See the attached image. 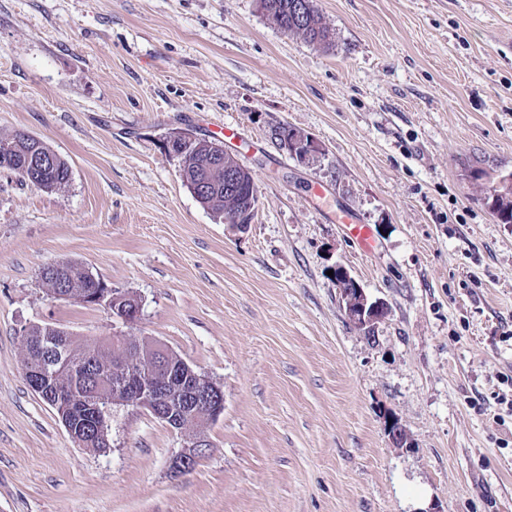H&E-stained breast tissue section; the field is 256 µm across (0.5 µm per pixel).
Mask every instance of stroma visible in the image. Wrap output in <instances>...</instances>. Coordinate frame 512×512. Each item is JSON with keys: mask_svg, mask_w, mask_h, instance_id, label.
Here are the masks:
<instances>
[{"mask_svg": "<svg viewBox=\"0 0 512 512\" xmlns=\"http://www.w3.org/2000/svg\"><path fill=\"white\" fill-rule=\"evenodd\" d=\"M316 6L328 50L257 0H0V138L72 170L53 192L0 170V512H512V224L481 191L512 175V0ZM224 124L258 189L244 228L163 143ZM280 125L322 153L289 155ZM341 206L374 252L329 220ZM62 262L135 292L138 322L52 298L40 272ZM339 265L389 307L374 338ZM37 324L204 372L224 391L208 455L173 476L183 436L129 408L109 448L75 444L24 377Z\"/></svg>", "mask_w": 512, "mask_h": 512, "instance_id": "obj_1", "label": "stroma"}]
</instances>
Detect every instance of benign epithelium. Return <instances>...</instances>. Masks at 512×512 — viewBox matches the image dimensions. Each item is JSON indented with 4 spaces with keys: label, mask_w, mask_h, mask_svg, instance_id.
Wrapping results in <instances>:
<instances>
[{
    "label": "benign epithelium",
    "mask_w": 512,
    "mask_h": 512,
    "mask_svg": "<svg viewBox=\"0 0 512 512\" xmlns=\"http://www.w3.org/2000/svg\"><path fill=\"white\" fill-rule=\"evenodd\" d=\"M176 142L189 150L224 157V198L237 203L231 222L238 225L251 223L258 194L254 192L246 198L240 197L241 187L252 173L242 167L231 147L192 132L175 130L166 136L165 145L177 161L181 154L173 150ZM290 150L295 157L307 160L321 153L322 147L311 135L294 129ZM51 164V156L36 149L28 156L25 168L16 173L29 180L32 172ZM89 279L93 287L84 294L74 295L58 289L51 292V296L74 300L85 306L103 307L127 325L139 320L141 301L135 293L113 288L92 274ZM334 281L347 320L367 337H374L378 324L388 315L386 303L370 299L342 266L336 267ZM118 340L121 349L115 351L112 372L105 376L106 383L112 386V395L106 400L93 396L72 397L67 376L76 374V368L69 361L68 346L55 339L45 344L54 351L51 359L41 358L37 364L28 360L24 367L26 382L34 393L48 401L68 434L81 446L84 445V433L70 425L73 415H81L86 418V425L100 428L107 425L110 410L114 407L150 413L185 437L183 448L170 459L171 472L176 476L192 472L211 447L204 424L217 420L224 413L222 388L161 343L124 335ZM384 431L394 447L412 446L410 435L394 416L384 422Z\"/></svg>",
    "instance_id": "benign-epithelium-1"
}]
</instances>
